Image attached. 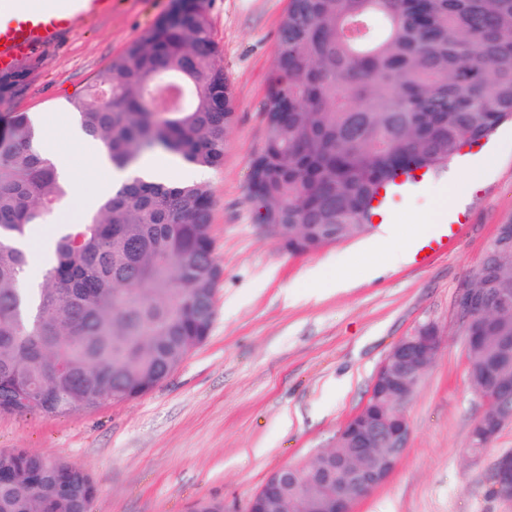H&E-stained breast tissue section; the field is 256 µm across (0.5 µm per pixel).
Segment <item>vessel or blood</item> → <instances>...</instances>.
I'll return each mask as SVG.
<instances>
[{"label":"vessel or blood","mask_w":512,"mask_h":512,"mask_svg":"<svg viewBox=\"0 0 512 512\" xmlns=\"http://www.w3.org/2000/svg\"><path fill=\"white\" fill-rule=\"evenodd\" d=\"M111 10L112 0H39L35 7L26 6L25 0H0V71L11 70L23 56L57 42L80 21L105 16ZM427 180V175L412 169L399 171L379 189L373 201L375 216L383 222L390 220L393 199L424 186ZM462 230L459 224H438L416 238L411 265L425 268L455 250Z\"/></svg>","instance_id":"obj_1"}]
</instances>
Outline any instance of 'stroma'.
I'll return each mask as SVG.
<instances>
[{"mask_svg": "<svg viewBox=\"0 0 512 512\" xmlns=\"http://www.w3.org/2000/svg\"><path fill=\"white\" fill-rule=\"evenodd\" d=\"M173 0H112L60 42L20 61V81L0 95L1 112L45 120L41 147L69 145L72 95L166 15ZM218 62L230 84L235 122L223 166L205 181L213 196V255L223 270L209 338L149 394L56 417L0 413V449L26 448L89 470L97 493L90 512H191L216 497L226 512H247L264 479L307 463L333 445L367 403L392 347L424 324L442 346L403 403L407 448L389 478L354 512H512L494 492L495 464L512 452V421L483 452L468 447L484 404L471 386L457 313L500 224L512 218V123L463 147L438 180L399 200L409 217L405 242L437 213L440 190L458 203L448 218L465 228L457 250L426 269L385 267L362 253L372 230L291 255L269 237L248 193L250 162L264 140L262 103L288 0H205ZM349 270L354 288L312 297L309 273ZM297 302H289L288 294Z\"/></svg>", "mask_w": 512, "mask_h": 512, "instance_id": "1", "label": "stroma"}]
</instances>
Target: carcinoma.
I'll return each mask as SVG.
<instances>
[{
    "instance_id": "carcinoma-1",
    "label": "carcinoma",
    "mask_w": 512,
    "mask_h": 512,
    "mask_svg": "<svg viewBox=\"0 0 512 512\" xmlns=\"http://www.w3.org/2000/svg\"><path fill=\"white\" fill-rule=\"evenodd\" d=\"M203 0H182L69 100L112 167L151 153L218 168L235 120ZM249 183L291 254L371 223L372 198L407 167L436 171L512 119V0H288ZM68 195L23 113H0V413H92L150 393L210 335L223 275L202 184L132 178L59 228L34 288L23 241ZM475 288L512 289V219ZM467 344L469 379L512 398V314L495 300ZM323 486L288 471L285 506L315 512ZM87 470L0 450V512H90ZM193 512H224L201 497Z\"/></svg>"
}]
</instances>
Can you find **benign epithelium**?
<instances>
[{
  "mask_svg": "<svg viewBox=\"0 0 512 512\" xmlns=\"http://www.w3.org/2000/svg\"><path fill=\"white\" fill-rule=\"evenodd\" d=\"M461 319L468 328L475 327L483 310V301L472 289L463 288L458 297ZM441 343L439 329L433 324L419 326L413 333L397 342L381 364L373 387L388 392L391 405L406 401L415 391L421 374L434 360ZM504 389L493 384L479 393L486 409L476 423L490 426L486 436L494 434L492 427L512 420V403L496 394ZM410 425L406 417L370 415L342 429L336 439L345 440L351 447L336 453L332 460L328 492L320 501L318 512H353L357 501L367 496L387 480L399 463L408 443ZM495 492L512 499V455L498 459Z\"/></svg>",
  "mask_w": 512,
  "mask_h": 512,
  "instance_id": "obj_1",
  "label": "benign epithelium"
}]
</instances>
